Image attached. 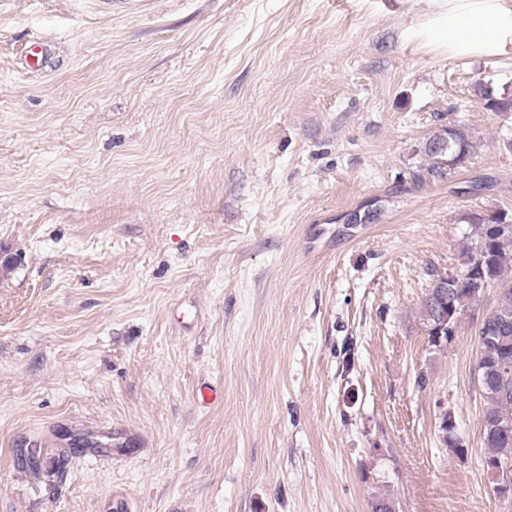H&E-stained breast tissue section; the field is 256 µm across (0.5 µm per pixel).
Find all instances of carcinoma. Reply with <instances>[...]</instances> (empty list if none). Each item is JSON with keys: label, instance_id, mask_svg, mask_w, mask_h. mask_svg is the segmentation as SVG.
Instances as JSON below:
<instances>
[{"label": "carcinoma", "instance_id": "cac0c4a2", "mask_svg": "<svg viewBox=\"0 0 512 512\" xmlns=\"http://www.w3.org/2000/svg\"><path fill=\"white\" fill-rule=\"evenodd\" d=\"M475 94L480 100L493 104L492 110L495 112L512 111V98L496 95L494 89L488 85L477 84ZM444 136L448 137V152L440 154L433 151L430 144ZM475 148L476 141L470 131L462 125L451 124L430 135L423 146L424 154L433 159L448 160L460 156L464 162L470 158ZM499 216L504 230L493 236L487 230V225L492 223L487 216L479 214L468 217L474 229L473 240L463 248L462 255L481 253L483 261L475 269L474 276L487 286L494 285L497 288L495 301L484 313L490 323L502 328V332L495 342L482 346L481 359L476 363L474 373L483 401L482 438L484 447L487 448L485 460L512 461V433L488 436V426L512 423V373L509 378H504L498 363L505 348L512 357V216L506 212L499 213ZM442 286L454 290V304L458 312L479 309L482 292L474 293L466 288H459L448 275L434 274L433 287L427 289V293H434ZM457 319L456 315L450 317L442 335H436L434 329L438 324L437 310L433 303L426 299L422 301L421 320L434 345L439 346L452 340ZM22 461L29 473L39 475L43 469L42 449H22Z\"/></svg>", "mask_w": 512, "mask_h": 512}]
</instances>
